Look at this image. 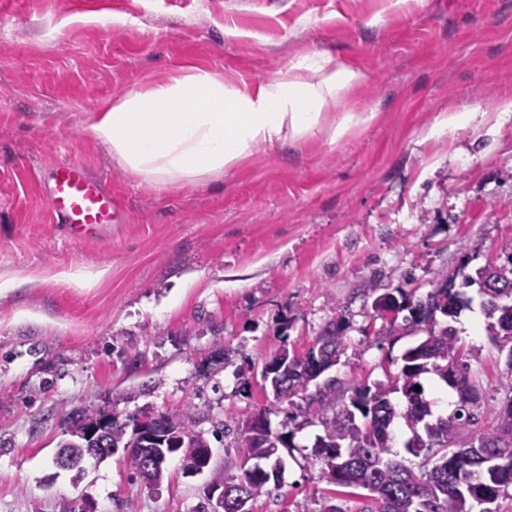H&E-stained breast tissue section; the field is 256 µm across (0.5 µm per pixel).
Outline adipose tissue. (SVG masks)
Instances as JSON below:
<instances>
[{"mask_svg": "<svg viewBox=\"0 0 512 512\" xmlns=\"http://www.w3.org/2000/svg\"><path fill=\"white\" fill-rule=\"evenodd\" d=\"M366 80L362 69L325 51L240 86L195 68L134 87L97 112L91 131L149 186L203 184L242 165L257 146H296L319 127L330 102Z\"/></svg>", "mask_w": 512, "mask_h": 512, "instance_id": "adipose-tissue-1", "label": "adipose tissue"}]
</instances>
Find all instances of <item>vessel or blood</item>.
<instances>
[{
  "instance_id": "b4317fda",
  "label": "vessel or blood",
  "mask_w": 512,
  "mask_h": 512,
  "mask_svg": "<svg viewBox=\"0 0 512 512\" xmlns=\"http://www.w3.org/2000/svg\"><path fill=\"white\" fill-rule=\"evenodd\" d=\"M39 191L57 222L78 240L106 229L121 207L106 180L92 177L75 159L57 162Z\"/></svg>"
}]
</instances>
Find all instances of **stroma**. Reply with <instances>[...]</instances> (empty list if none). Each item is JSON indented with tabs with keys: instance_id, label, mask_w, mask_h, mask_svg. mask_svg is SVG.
<instances>
[{
	"instance_id": "stroma-1",
	"label": "stroma",
	"mask_w": 512,
	"mask_h": 512,
	"mask_svg": "<svg viewBox=\"0 0 512 512\" xmlns=\"http://www.w3.org/2000/svg\"><path fill=\"white\" fill-rule=\"evenodd\" d=\"M1 21L0 276L26 283L0 291V512H205L210 476H240L243 425L269 405L292 445L281 487L253 512H358L360 497L337 494L311 457L319 382L277 404L259 371L343 314L347 347L327 376L346 404L353 381L393 383L425 337L375 312L376 296L425 297L444 271L479 309L456 273L502 264L512 240V114L496 111L512 99V0L411 12L386 0H0ZM315 51L366 83L297 147L258 148L208 183L149 187L91 133L99 106L136 85L190 67L239 85ZM353 111L368 122L331 141ZM65 158L121 198L108 238H66L40 195L39 174ZM457 337L495 403L506 353L482 326ZM190 405L211 438L206 474L175 457L152 490L121 452L80 474L54 463L88 413L126 422Z\"/></svg>"
}]
</instances>
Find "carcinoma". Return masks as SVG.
<instances>
[{
  "label": "carcinoma",
  "instance_id": "carcinoma-1",
  "mask_svg": "<svg viewBox=\"0 0 512 512\" xmlns=\"http://www.w3.org/2000/svg\"><path fill=\"white\" fill-rule=\"evenodd\" d=\"M501 252L506 254L507 263L496 273L471 275L461 269L458 274L465 283L479 286L482 312L494 344L512 358V242L503 243ZM453 281L448 273L439 274L438 287L424 300L402 290L397 296L387 293L374 300V309L381 312L384 300L392 298L397 312L406 311L411 323L427 326L425 339L404 355L399 377L406 400L404 413L397 414L389 399L390 390L381 384L372 388L354 382V397L340 407L336 406L335 381L327 382L319 396L323 434L316 438L320 447L312 449V456L323 465L328 483L366 491L360 512H499L498 501L512 495V381L504 385L506 396L494 410L495 425L478 427L485 409L478 375L467 361H457L455 332L437 327L436 314L454 318L463 304L453 290ZM346 329V319L340 315L322 327L316 340L324 341L328 355L338 359L346 348ZM425 374L436 376L456 392L451 416L433 417L424 391H414ZM274 375L277 382L287 386L291 397L309 384L289 364L279 365ZM397 416L413 431L414 446L406 450L421 459L417 469L393 458L390 426ZM158 421L167 437L183 441L179 448L182 460H194L199 445L195 408L161 415ZM103 422L107 432L99 460L120 449L126 452L139 447L134 435L127 434L129 423L98 411L83 418L62 442L69 460L66 468L84 470L83 461L92 445L88 434ZM285 444L281 438L268 446L259 442L247 448L248 457L264 462L265 468L246 469L238 481L224 483L228 508L240 501H254L270 483L280 485L281 470H272V465L278 458L275 448Z\"/></svg>",
  "mask_w": 512,
  "mask_h": 512
}]
</instances>
